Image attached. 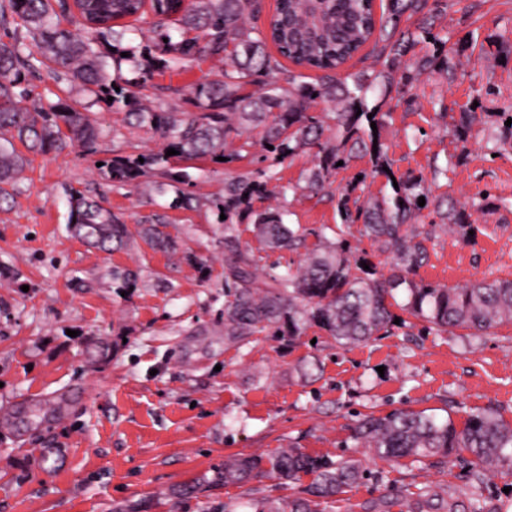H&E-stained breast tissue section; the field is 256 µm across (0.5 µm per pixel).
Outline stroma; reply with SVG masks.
Wrapping results in <instances>:
<instances>
[{
    "mask_svg": "<svg viewBox=\"0 0 512 512\" xmlns=\"http://www.w3.org/2000/svg\"><path fill=\"white\" fill-rule=\"evenodd\" d=\"M442 35L460 47L453 81L424 78L414 104L398 103L381 131L395 169L430 182L433 195L467 202L489 194L473 234L429 242L424 282L462 286L512 279V150L491 155L482 135L458 143L438 116L457 104L487 115L512 98V0H447ZM91 147L33 156L0 209V512H210L246 489L214 483L225 462L299 446L364 461L345 504L379 502L390 488H441L469 504L461 466L392 465L355 447L348 424L368 413L426 410L463 423L493 409L512 424V325L473 336L422 327L341 348L318 328L290 340L258 335L224 341V227L206 208H170L169 196L105 181L98 160L158 149L159 137L126 127L95 104ZM460 159L449 178L433 164ZM97 196L128 226L162 215L177 246L143 242L106 253L71 233L64 194ZM285 223L336 226L329 200L292 202ZM129 272L128 281L113 270Z\"/></svg>",
    "mask_w": 512,
    "mask_h": 512,
    "instance_id": "stroma-1",
    "label": "stroma"
}]
</instances>
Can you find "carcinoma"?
Here are the masks:
<instances>
[{
	"label": "carcinoma",
	"mask_w": 512,
	"mask_h": 512,
	"mask_svg": "<svg viewBox=\"0 0 512 512\" xmlns=\"http://www.w3.org/2000/svg\"><path fill=\"white\" fill-rule=\"evenodd\" d=\"M63 0H0V204L11 197L27 165V154L78 143L88 146L99 127L84 110L61 102H43L24 85V73L48 62L56 64L70 91L83 93L92 103L107 101L125 110L128 124L162 139V148L140 155L115 156L99 170L114 187L140 178L159 195L172 194L170 207L191 209L207 205L224 224V339L246 345L250 337L269 333L293 340L310 327L327 333L347 348L390 333L397 297L400 308L439 335L456 328L486 333L512 323V279L484 277L455 288L415 278L428 259L426 243L455 232L467 238L472 215L486 198L459 204L432 195L425 180L410 173L391 179V162L382 130L393 101H412L422 78L438 73L452 78L459 49L446 46L436 32L442 2L386 0L375 15L374 0H276L268 27L257 25L261 0H88L80 16L81 29L72 31L54 22ZM22 25L9 29V18ZM126 18L146 24L138 28L142 44L125 43L131 26ZM411 25L400 27L402 19ZM370 55L380 68L341 73L342 66L369 41ZM430 43L431 53L417 46ZM127 56H122V53ZM293 68H288L286 63ZM131 66L133 77L123 74ZM199 71L187 85L176 80ZM320 73L306 81L304 71ZM171 95L194 111L179 112ZM374 101L368 102V95ZM331 105L315 112V103ZM376 128H371V123ZM484 116L461 112L451 118L448 131L465 144ZM492 154L512 149V124L487 136ZM21 144L24 150L17 149ZM271 148H266V145ZM179 151L167 155V149ZM300 152L313 165L296 182L279 183L280 160ZM226 161L220 162L218 158ZM144 162H139V159ZM368 159L371 170L351 180L336 195V240L326 236L328 226L294 228L284 223L286 207H271V197H331L336 175L356 159ZM208 160L229 166L235 162H269L265 168H240L224 174V192L200 200L188 189L189 177L174 160ZM343 165H338V162ZM372 174L397 183L392 193L372 195ZM69 197L74 233L89 245L112 252L128 245L133 235L152 249L173 247L167 224L155 213L142 217L137 233L104 208L98 200L73 189ZM425 205H418L419 198ZM431 219L422 223V211ZM251 224L271 252L297 251L307 237L319 244L305 253L295 270L265 269L259 278V258L241 246L238 225ZM362 226L376 251L389 260L390 274L377 266H361L346 238L351 226ZM350 438L381 460L409 459L424 466L450 465L469 455L473 488L471 512H496L482 489L489 469L512 468V425L491 411L468 414L463 427L447 417L413 410L369 415L350 427ZM364 473L361 460L338 461L291 446L267 455H240L224 464L218 480L248 487L252 512H334L336 496ZM303 475L311 483L286 502L262 494L257 483L265 478L293 481ZM417 497L433 512H457L456 505L434 489ZM385 512L410 508L402 490L381 499Z\"/></svg>",
	"instance_id": "cac0c4a2"
}]
</instances>
